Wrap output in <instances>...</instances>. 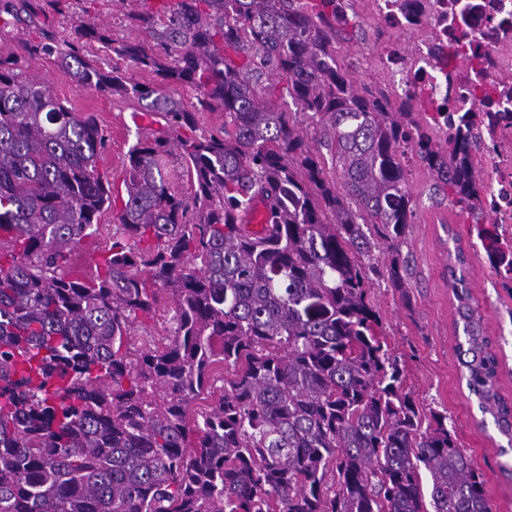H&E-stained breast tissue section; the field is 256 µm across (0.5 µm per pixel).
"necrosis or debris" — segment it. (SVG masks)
I'll list each match as a JSON object with an SVG mask.
<instances>
[{"instance_id": "necrosis-or-debris-1", "label": "necrosis or debris", "mask_w": 512, "mask_h": 512, "mask_svg": "<svg viewBox=\"0 0 512 512\" xmlns=\"http://www.w3.org/2000/svg\"><path fill=\"white\" fill-rule=\"evenodd\" d=\"M388 26L408 29L405 11L420 10V20L434 30L419 43L411 60L398 50L381 54L379 63L392 89L405 96L425 90L434 104L450 102L455 112H490L494 119L481 133L478 164L489 167L483 187L494 222L512 225V0H376ZM464 38L484 60L483 69L438 64L450 39Z\"/></svg>"}]
</instances>
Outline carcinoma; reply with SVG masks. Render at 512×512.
Returning a JSON list of instances; mask_svg holds the SVG:
<instances>
[{"label":"carcinoma","mask_w":512,"mask_h":512,"mask_svg":"<svg viewBox=\"0 0 512 512\" xmlns=\"http://www.w3.org/2000/svg\"><path fill=\"white\" fill-rule=\"evenodd\" d=\"M60 2L0 11L31 18ZM342 13V0H175L128 14L137 40L81 25L72 40L44 34L0 54V512H492L446 416L422 422L403 391L367 275L375 252L390 253L384 280L408 298L412 154L476 224L512 295V241L484 227L477 120L436 112L431 126L418 119L424 95L394 104L360 89L339 63ZM91 42L112 53L110 70L86 58ZM47 58L163 121L129 149L124 189L97 169L95 116L30 76ZM171 83L200 91L224 128L198 131ZM299 115L320 125L338 179ZM257 199L269 213L259 236L242 221ZM105 208L122 233L94 275L74 276L69 257ZM448 256L462 378L512 442L463 252ZM159 289L170 344L132 357L127 335ZM219 362L234 377L188 420Z\"/></svg>","instance_id":"1"}]
</instances>
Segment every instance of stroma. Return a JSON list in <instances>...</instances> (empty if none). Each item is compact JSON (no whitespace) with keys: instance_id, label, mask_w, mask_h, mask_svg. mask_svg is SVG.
<instances>
[{"instance_id":"35a3bbf8","label":"stroma","mask_w":512,"mask_h":512,"mask_svg":"<svg viewBox=\"0 0 512 512\" xmlns=\"http://www.w3.org/2000/svg\"><path fill=\"white\" fill-rule=\"evenodd\" d=\"M154 9L152 0H93L90 8L82 11L75 8L74 0H62L58 11L46 21H11L0 38V50L6 52L39 37L46 28L58 38L70 40L83 23L107 25L117 40L132 39L138 31L130 25L128 13ZM421 38L415 31L393 33L382 21L374 0H356L342 29L341 60L358 85L371 91L384 90L388 83L372 64V54L383 45L393 44L408 57ZM31 73L66 106L95 114L107 135L98 169L112 183L121 184L130 147L154 128L148 115L138 104L116 105L109 96L73 83L51 60L36 61ZM406 178L415 216L400 252L409 263L410 298L402 300L387 288L380 270L388 256L381 252L375 255L378 271L370 276L369 297L380 315L382 332L404 369L405 392L423 413L446 415L451 433L487 476L493 512H512V443L499 433L492 417L482 415L460 374L455 300L445 275L450 237H457L466 253L472 301L499 359L498 392L511 404L512 295L503 290L489 265L474 224L449 197L437 192L431 172L413 159L406 165ZM115 228L111 210L102 211L96 235L83 240L74 251L73 269L83 274L94 272L108 253ZM170 318L167 304L158 302L150 317L133 325L127 348L134 352L164 347Z\"/></svg>"}]
</instances>
